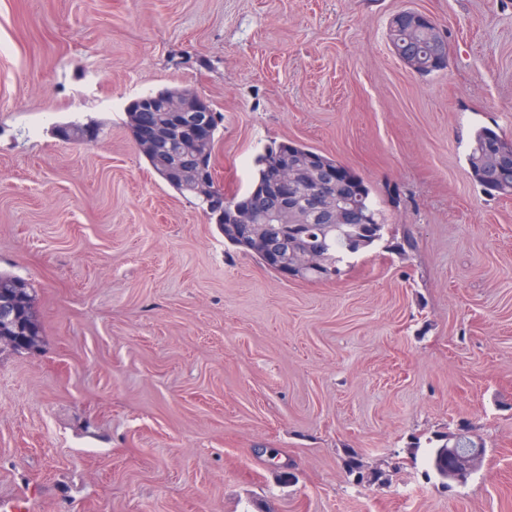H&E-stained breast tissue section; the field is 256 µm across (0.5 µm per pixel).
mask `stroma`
I'll return each mask as SVG.
<instances>
[{
    "instance_id": "35a3bbf8",
    "label": "stroma",
    "mask_w": 512,
    "mask_h": 512,
    "mask_svg": "<svg viewBox=\"0 0 512 512\" xmlns=\"http://www.w3.org/2000/svg\"><path fill=\"white\" fill-rule=\"evenodd\" d=\"M430 16L421 76L389 25ZM196 91L214 174L299 142L370 186L381 237L285 280L136 149L128 104ZM100 125L89 144L59 126ZM512 139V0H0V502L28 512H512V197L468 165ZM466 431L479 464L434 452ZM399 18V24L410 25L400 26L393 34L391 39L392 46L396 55H405L401 60L404 65L411 71L416 73L418 67L417 57L420 66L417 73L420 75H429L433 72L444 70L438 69L434 64L436 53L448 55L447 44L443 42L440 50L438 38L431 29L420 28L426 25L433 27L434 31L441 37V30L438 24L430 17L416 12H403L396 16ZM416 53L417 57L412 54ZM510 144H512V140L509 141L501 137L489 128L479 127L474 131L468 155V164L475 181L483 186V175L489 162L496 158L500 152L506 151ZM504 162L512 165V152L504 156L498 155L497 159L489 167L486 179L496 182ZM491 192L502 196H512V176L510 178L504 177L502 181H497L494 190ZM17 299L24 310V320L20 322V332L15 322L11 321V310L4 313L0 309V336H23L22 340L13 346L7 338L0 337V344L9 345L15 349H33L42 342V328L39 324L35 310L34 299L28 284L16 276L0 273V299L1 295Z\"/></svg>"
}]
</instances>
